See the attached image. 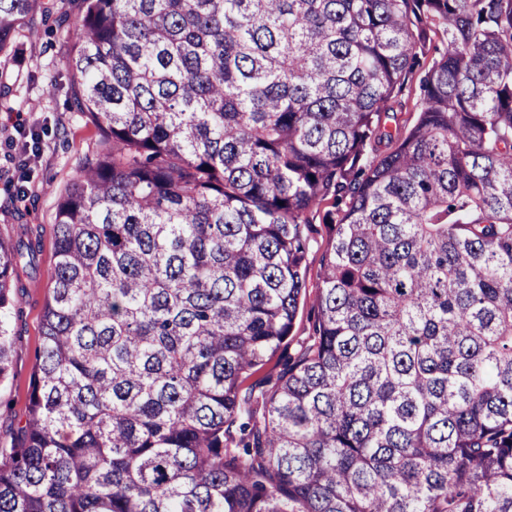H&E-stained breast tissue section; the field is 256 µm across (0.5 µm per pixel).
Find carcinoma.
I'll list each match as a JSON object with an SVG mask.
<instances>
[{"label":"carcinoma","mask_w":512,"mask_h":512,"mask_svg":"<svg viewBox=\"0 0 512 512\" xmlns=\"http://www.w3.org/2000/svg\"><path fill=\"white\" fill-rule=\"evenodd\" d=\"M84 2L100 146L58 202L0 512H512V0ZM40 9L0 0V52ZM328 198L313 336L248 385ZM37 257L0 236V386ZM443 51L444 43L442 34H432V40L427 44L425 54L420 55V66L408 75L406 85L398 97V101L402 104L401 112L398 110L396 114L400 124H405L406 127L413 124L420 102L421 81L426 71L431 67L433 61L439 59Z\"/></svg>","instance_id":"1"}]
</instances>
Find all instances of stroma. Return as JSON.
Returning a JSON list of instances; mask_svg holds the SVG:
<instances>
[{
    "label": "stroma",
    "instance_id": "obj_1",
    "mask_svg": "<svg viewBox=\"0 0 512 512\" xmlns=\"http://www.w3.org/2000/svg\"><path fill=\"white\" fill-rule=\"evenodd\" d=\"M82 11V0H42L34 23L23 25L14 46L0 52V134L18 127L43 134L40 158L27 168L20 155L0 143V234L30 224L38 227L42 243L36 284L21 290L20 311L11 320L17 345L14 376L0 387V444L9 443L10 426L25 418L35 352L41 343V315L54 277L57 202L78 169L94 157L100 139L98 128L74 106L75 87L65 66ZM443 50L442 36H433L420 66L409 74L399 96L400 124H413L421 81ZM21 182L27 194H17Z\"/></svg>",
    "mask_w": 512,
    "mask_h": 512
}]
</instances>
